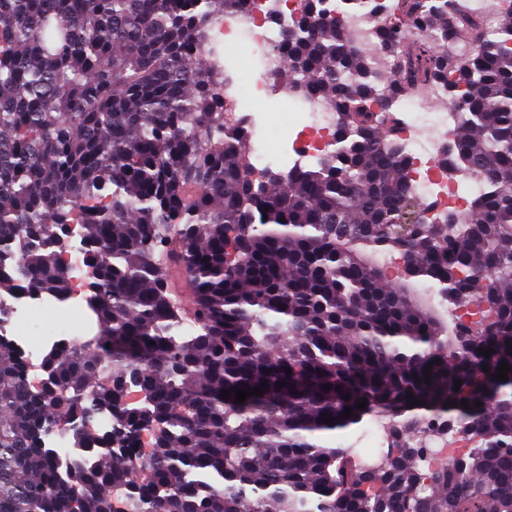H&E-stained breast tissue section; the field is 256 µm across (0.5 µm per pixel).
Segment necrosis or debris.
Returning <instances> with one entry per match:
<instances>
[{
  "label": "necrosis or debris",
  "mask_w": 512,
  "mask_h": 512,
  "mask_svg": "<svg viewBox=\"0 0 512 512\" xmlns=\"http://www.w3.org/2000/svg\"><path fill=\"white\" fill-rule=\"evenodd\" d=\"M267 8L268 0H251L249 13L219 18L213 37V57H222L225 45L245 40L265 49L269 68L279 67L276 49L279 39L268 24ZM327 11L329 19L338 20L346 27L355 47L362 49L376 41L378 22L369 14L341 12L336 8L335 0H328ZM287 91V86L264 82L245 87L237 71L224 73V98L231 108L229 117L250 133L255 174L264 173L278 164L279 159L268 153L262 128L249 107L257 98ZM433 97L441 110L431 116L419 112L418 103L411 95H403L398 100L406 114L401 138L411 161L409 181L413 191L427 198L436 209L452 206L466 212L473 201L482 196L485 185L468 170L456 168L445 172L437 167L436 160L442 156L448 141L454 139L460 121L456 109L448 105L446 90L435 89ZM298 120L301 129L296 138V153L302 160L318 159L334 149L333 135L340 115L329 102L323 99L307 102ZM7 305L10 314L6 332L22 350L28 371H35L40 367L44 347L65 338L64 312L50 298L27 294L8 298Z\"/></svg>",
  "instance_id": "necrosis-or-debris-1"
}]
</instances>
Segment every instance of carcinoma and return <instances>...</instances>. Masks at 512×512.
Masks as SVG:
<instances>
[{"label":"carcinoma","mask_w":512,"mask_h":512,"mask_svg":"<svg viewBox=\"0 0 512 512\" xmlns=\"http://www.w3.org/2000/svg\"><path fill=\"white\" fill-rule=\"evenodd\" d=\"M247 2L0 0V299L66 301L77 224L98 325L46 351L36 390L0 340V512H512V370L494 378L512 367V47L451 0H374L375 51L402 74L383 96L370 55L303 0L268 77L339 111L337 147L256 176L209 60L216 20ZM441 84L461 114L451 160L487 185L467 219L428 218L392 139L395 98ZM379 255L487 315L448 326ZM100 415L112 430L86 425ZM365 422L392 439L380 463L330 443ZM61 427L64 473L45 444ZM434 429L472 446L426 475Z\"/></svg>","instance_id":"cac0c4a2"}]
</instances>
